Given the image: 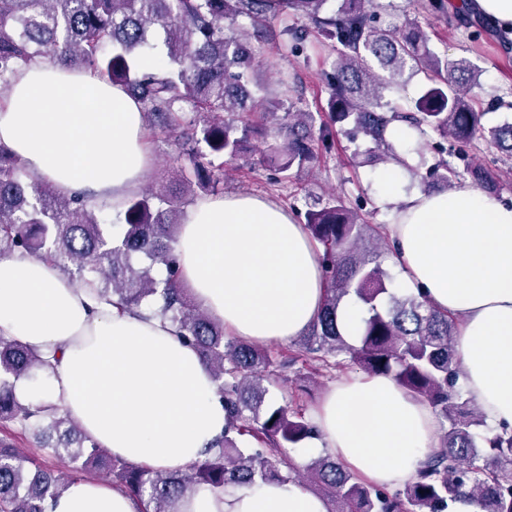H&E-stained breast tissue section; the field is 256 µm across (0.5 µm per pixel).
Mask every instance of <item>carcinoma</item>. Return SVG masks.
Segmentation results:
<instances>
[{"instance_id":"carcinoma-1","label":"carcinoma","mask_w":512,"mask_h":512,"mask_svg":"<svg viewBox=\"0 0 512 512\" xmlns=\"http://www.w3.org/2000/svg\"><path fill=\"white\" fill-rule=\"evenodd\" d=\"M376 0H0V96L19 68L46 58L81 67L125 88L160 133L189 146L180 168L183 190L224 189V159L234 160L246 142L261 135L245 118L263 102L268 113L284 111L264 160L277 183L312 166L318 147L336 139V126L372 144L367 160L397 158L387 133L405 124L425 141L440 137L441 158L426 177L447 188L470 176L485 193L494 178L470 163L458 168L442 157H466L475 138L512 158V120L481 124L473 90L480 70L465 58L437 50L417 21L384 29ZM456 16L467 37L490 32L465 8ZM285 25L291 54L316 50L318 34L336 46L329 89L321 112L291 99L269 98L254 66L253 40L267 37L261 25ZM163 33L166 63L143 66ZM422 74L417 94L390 93L406 78ZM184 196L146 189L123 201L119 233L91 207L90 195H65L0 144V257L45 259L69 281L96 297L119 302L133 313L147 310L167 321L196 349L224 402V435L205 458L185 471L154 470L112 456L88 439L79 424L53 403L20 402L17 381L51 364L20 341L0 336V422L34 435L43 450L68 462L58 470L0 439V512H45L47 500L81 478L106 472L117 488L143 504V512H178L182 498L200 486L214 491L258 483L315 482L339 505L338 512H455L459 503L476 512H512V426L489 428L459 385L461 359L454 318L431 306L421 293L399 295L382 267L386 252L381 226L367 224L342 198L305 212L304 226L322 247L326 293L314 321L286 356L224 335V324L192 303L177 265ZM363 308L357 343L338 323L345 298ZM337 375L348 370L394 377L413 398L435 413L438 445L425 455L414 481L388 489L362 481L325 454L305 465L282 453L316 436V427L288 392L272 398L267 384L300 374Z\"/></svg>"}]
</instances>
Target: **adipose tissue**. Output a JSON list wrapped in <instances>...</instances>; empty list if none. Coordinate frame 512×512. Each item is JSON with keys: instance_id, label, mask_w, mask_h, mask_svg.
Listing matches in <instances>:
<instances>
[{"instance_id": "adipose-tissue-1", "label": "adipose tissue", "mask_w": 512, "mask_h": 512, "mask_svg": "<svg viewBox=\"0 0 512 512\" xmlns=\"http://www.w3.org/2000/svg\"><path fill=\"white\" fill-rule=\"evenodd\" d=\"M145 115L126 91L87 72L38 63L0 99V143L52 189L123 199L149 165ZM392 259L406 287L460 323L462 383L486 422L512 424V208L469 186L416 191L393 209ZM181 279L226 334L271 344L303 335L321 305L320 253L278 204L216 195L193 205L177 243ZM0 335L54 368L17 382L24 403L58 404L99 445L134 464L180 471L224 433V404L197 351L169 324L95 299L53 265L0 258ZM309 453L328 449L373 483L411 482L436 445L439 422L390 376L352 373L324 394ZM180 512H328L322 496L291 483L215 493L199 487ZM46 512H137L125 492L72 482Z\"/></svg>"}]
</instances>
